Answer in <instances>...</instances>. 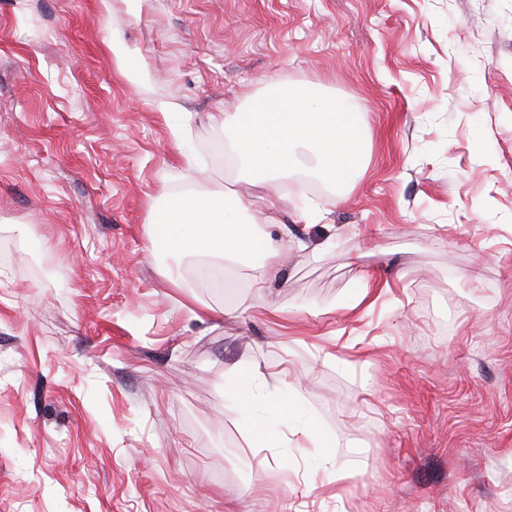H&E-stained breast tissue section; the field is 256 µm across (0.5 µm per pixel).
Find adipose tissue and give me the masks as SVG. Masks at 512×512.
<instances>
[{
  "instance_id": "adipose-tissue-1",
  "label": "adipose tissue",
  "mask_w": 512,
  "mask_h": 512,
  "mask_svg": "<svg viewBox=\"0 0 512 512\" xmlns=\"http://www.w3.org/2000/svg\"><path fill=\"white\" fill-rule=\"evenodd\" d=\"M267 89L265 96L253 97L251 111L220 112L212 117L217 128L232 134L237 168L269 178L305 166L333 187L346 184L361 167L362 121L356 110L272 81ZM156 232L172 254L204 253L248 265L249 285L258 291L275 276L280 258L306 247L284 231L254 249L258 227L238 221L234 200L221 190L170 199L158 218ZM229 391L255 447L279 448L288 444L289 434L299 435L305 447L318 449V460L330 481L340 484L347 479V471L323 451L317 424L300 418L298 400L290 394L285 379L246 361L232 373Z\"/></svg>"
}]
</instances>
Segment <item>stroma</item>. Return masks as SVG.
I'll use <instances>...</instances> for the list:
<instances>
[{
	"instance_id": "obj_1",
	"label": "stroma",
	"mask_w": 512,
	"mask_h": 512,
	"mask_svg": "<svg viewBox=\"0 0 512 512\" xmlns=\"http://www.w3.org/2000/svg\"><path fill=\"white\" fill-rule=\"evenodd\" d=\"M272 80L361 108L362 169L281 180L327 212L228 307L152 225L199 190L264 209L211 117ZM246 359L289 368L344 489L251 447ZM230 506L512 512V0H0V512Z\"/></svg>"
}]
</instances>
